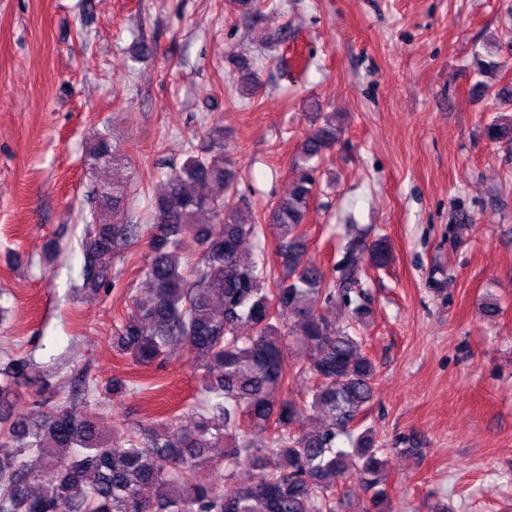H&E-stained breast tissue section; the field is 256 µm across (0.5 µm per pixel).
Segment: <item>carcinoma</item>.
Masks as SVG:
<instances>
[{"mask_svg":"<svg viewBox=\"0 0 512 512\" xmlns=\"http://www.w3.org/2000/svg\"><path fill=\"white\" fill-rule=\"evenodd\" d=\"M485 135L512 143V119L491 121ZM341 136L336 113H326L290 159L288 196L261 222L242 220L233 202L235 172L220 124L207 132L206 153L190 155L162 180L152 197L158 223H128L127 181L92 190L95 207L112 220L85 222L82 287L116 282L118 242L144 235L148 249L145 298L133 299L115 323L113 349L139 366L177 350L202 358L205 402L188 425L172 416L145 433L131 427L107 435L96 410L135 389L118 377L102 385L82 380L74 394L82 415L58 403L33 424L16 402L30 359L8 360L0 367V447L13 451L0 453V512H346L352 481L368 496L362 512H385L388 460L373 430L359 425L376 368L357 326L368 314L361 280L367 268L387 266L392 250L384 237L368 244L350 233L337 274L306 258L314 174ZM88 157L103 166L123 161L106 129L94 134ZM267 231L277 241L275 266L259 265L245 250ZM328 306L345 323L325 315ZM243 325L247 336L239 334ZM298 378L310 385L294 397ZM203 467L224 482H200ZM242 471L251 482L224 491ZM46 477L50 490H35Z\"/></svg>","mask_w":512,"mask_h":512,"instance_id":"cac0c4a2","label":"carcinoma"}]
</instances>
